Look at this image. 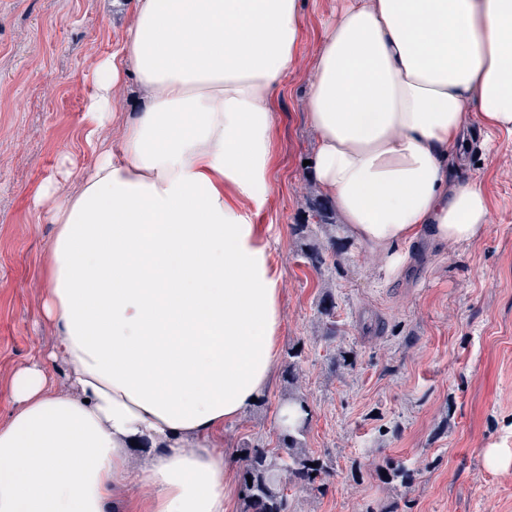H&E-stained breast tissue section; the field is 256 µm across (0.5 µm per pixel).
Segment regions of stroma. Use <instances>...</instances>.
Wrapping results in <instances>:
<instances>
[{
	"label": "stroma",
	"mask_w": 512,
	"mask_h": 512,
	"mask_svg": "<svg viewBox=\"0 0 512 512\" xmlns=\"http://www.w3.org/2000/svg\"><path fill=\"white\" fill-rule=\"evenodd\" d=\"M133 0H0V418L16 370L48 353L58 332L42 314L39 263L55 227L33 200L64 171L91 167L83 113L96 61L116 51ZM338 0H300L298 61L273 100L271 185L255 217L280 280V348H301L303 437L321 483L288 488V512H512V136L467 138L454 179L482 184L492 220L465 245L420 238L399 273L337 224L336 259L315 270L294 232L326 201L309 164L316 137L307 99ZM332 298L336 336L318 313ZM281 372L221 450L240 470L245 447H277Z\"/></svg>",
	"instance_id": "stroma-1"
}]
</instances>
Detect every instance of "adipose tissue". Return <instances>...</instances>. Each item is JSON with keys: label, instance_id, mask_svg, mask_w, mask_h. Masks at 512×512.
Listing matches in <instances>:
<instances>
[{"label": "adipose tissue", "instance_id": "adipose-tissue-1", "mask_svg": "<svg viewBox=\"0 0 512 512\" xmlns=\"http://www.w3.org/2000/svg\"><path fill=\"white\" fill-rule=\"evenodd\" d=\"M301 39L299 0H135L83 120L107 129L130 71L147 106L75 190L37 199L57 226L40 274L59 338L12 377L0 512H226L213 444L278 361L281 290L252 215ZM308 121L319 187L388 269L426 232L473 242L491 205L451 173L474 123L512 135V0H343ZM57 359L72 393L54 385ZM133 483L150 496L127 495Z\"/></svg>", "mask_w": 512, "mask_h": 512}]
</instances>
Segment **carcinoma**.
Here are the masks:
<instances>
[{
	"label": "carcinoma",
	"instance_id": "1",
	"mask_svg": "<svg viewBox=\"0 0 512 512\" xmlns=\"http://www.w3.org/2000/svg\"><path fill=\"white\" fill-rule=\"evenodd\" d=\"M318 227L327 230L325 238L331 249H336L333 233V217L322 205L315 208ZM284 369V380L292 391L284 402L298 413L296 422L282 431L278 440V450L254 446L245 449L241 489L248 512H287L288 498L285 490L288 485H313L322 479L324 466L313 457L301 442L309 421V404L304 394L296 393L299 378L301 351L290 349Z\"/></svg>",
	"mask_w": 512,
	"mask_h": 512
}]
</instances>
